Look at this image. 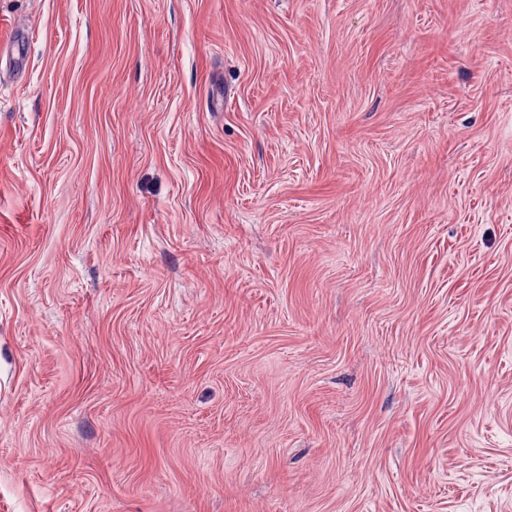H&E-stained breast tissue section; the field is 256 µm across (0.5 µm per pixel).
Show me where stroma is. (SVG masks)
<instances>
[{"label":"stroma","mask_w":512,"mask_h":512,"mask_svg":"<svg viewBox=\"0 0 512 512\" xmlns=\"http://www.w3.org/2000/svg\"><path fill=\"white\" fill-rule=\"evenodd\" d=\"M0 512H512V0H0Z\"/></svg>","instance_id":"obj_1"}]
</instances>
